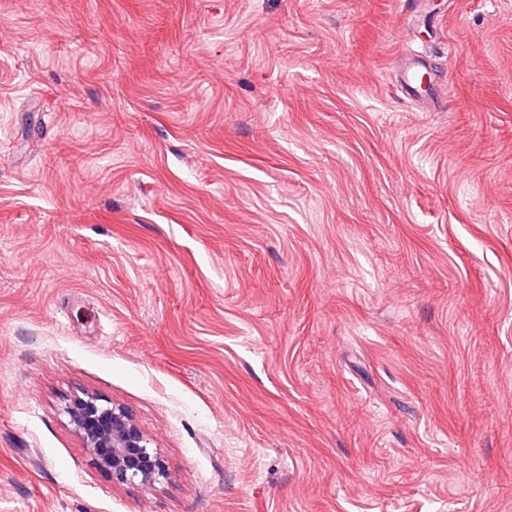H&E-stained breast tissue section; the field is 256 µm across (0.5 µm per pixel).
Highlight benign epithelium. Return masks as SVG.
Masks as SVG:
<instances>
[{
  "mask_svg": "<svg viewBox=\"0 0 512 512\" xmlns=\"http://www.w3.org/2000/svg\"><path fill=\"white\" fill-rule=\"evenodd\" d=\"M64 413L94 463L109 471L113 483L154 487L170 478L165 460L125 407L84 392L68 400Z\"/></svg>",
  "mask_w": 512,
  "mask_h": 512,
  "instance_id": "1",
  "label": "benign epithelium"
}]
</instances>
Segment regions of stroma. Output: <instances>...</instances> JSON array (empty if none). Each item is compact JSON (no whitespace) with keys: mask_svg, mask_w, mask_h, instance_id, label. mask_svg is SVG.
Instances as JSON below:
<instances>
[{"mask_svg":"<svg viewBox=\"0 0 512 512\" xmlns=\"http://www.w3.org/2000/svg\"><path fill=\"white\" fill-rule=\"evenodd\" d=\"M0 512H512V0H0ZM424 58L419 55H411L405 58L398 71L397 82L400 88L410 97L423 103L433 101L435 92L433 89L424 91L419 82V69L423 66ZM64 413L94 463L109 471L113 483L154 487L170 478L165 460L125 407L82 392L68 400Z\"/></svg>","mask_w":512,"mask_h":512,"instance_id":"35a3bbf8","label":"stroma"}]
</instances>
